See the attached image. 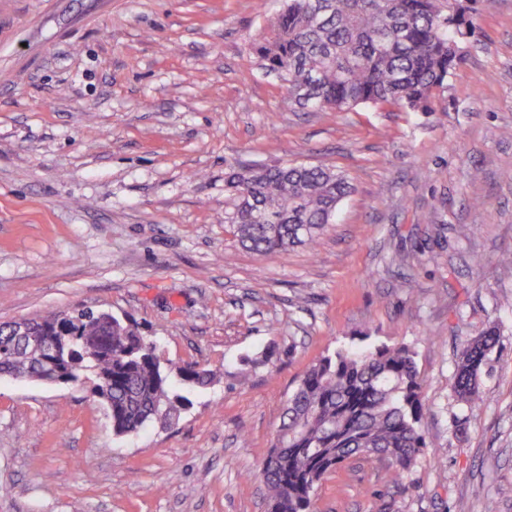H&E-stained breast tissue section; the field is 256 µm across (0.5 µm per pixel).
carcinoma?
Instances as JSON below:
<instances>
[{"label":"carcinoma","instance_id":"carcinoma-1","mask_svg":"<svg viewBox=\"0 0 512 512\" xmlns=\"http://www.w3.org/2000/svg\"><path fill=\"white\" fill-rule=\"evenodd\" d=\"M468 13L462 0H287L258 55L302 108L347 112L381 104L425 111L461 59L460 43L471 34ZM224 192L233 201L224 223L234 226L238 244L272 254L313 244L351 185L328 167L239 165L224 173ZM102 320L101 312L82 309L64 329L54 314L34 322L40 333L63 337L68 354L59 374L91 384L102 403L112 402L114 435L171 424L189 399L175 392L156 342L114 316L110 346L91 352L86 344ZM495 343L491 331L464 346L455 383L462 401L479 398L478 372ZM0 375L52 378L7 323L0 325ZM177 378L188 389L214 382L210 370L192 364L179 368ZM423 411L409 347H340L322 356L288 396L263 462L267 512H313L321 480L356 453L388 458L402 478L425 447Z\"/></svg>","mask_w":512,"mask_h":512}]
</instances>
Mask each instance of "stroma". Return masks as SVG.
<instances>
[{
	"label": "stroma",
	"instance_id": "stroma-1",
	"mask_svg": "<svg viewBox=\"0 0 512 512\" xmlns=\"http://www.w3.org/2000/svg\"><path fill=\"white\" fill-rule=\"evenodd\" d=\"M283 5L0 0V322L102 309L217 376L121 438L90 387L0 377V512H267L298 380L380 344L414 353L426 446L400 481L351 457L314 512H512V0H474L430 111L340 114L261 67ZM280 161L352 191L314 249L258 255L224 222V173ZM491 329L470 405L457 363Z\"/></svg>",
	"mask_w": 512,
	"mask_h": 512
}]
</instances>
